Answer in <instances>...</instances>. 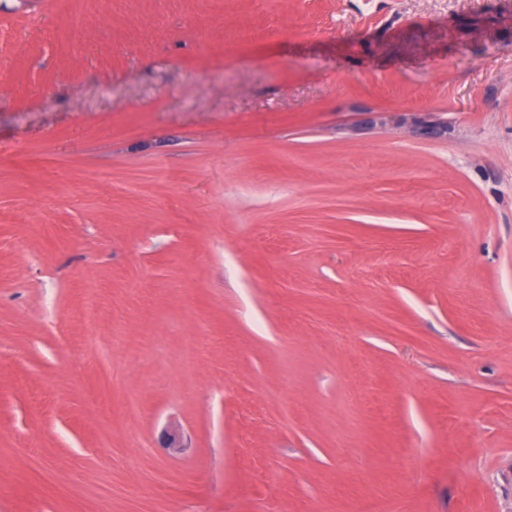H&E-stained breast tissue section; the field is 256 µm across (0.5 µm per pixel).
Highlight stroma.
Returning a JSON list of instances; mask_svg holds the SVG:
<instances>
[{
	"mask_svg": "<svg viewBox=\"0 0 512 512\" xmlns=\"http://www.w3.org/2000/svg\"><path fill=\"white\" fill-rule=\"evenodd\" d=\"M369 506L512 512V0H0V512Z\"/></svg>",
	"mask_w": 512,
	"mask_h": 512,
	"instance_id": "stroma-1",
	"label": "stroma"
}]
</instances>
